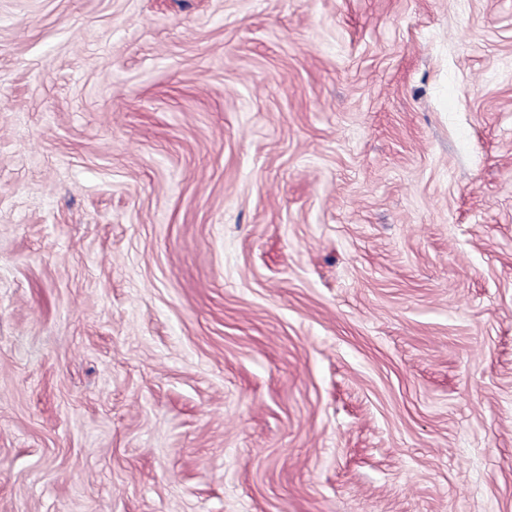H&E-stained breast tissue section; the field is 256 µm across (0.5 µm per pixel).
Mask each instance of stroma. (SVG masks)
<instances>
[{
  "label": "stroma",
  "mask_w": 512,
  "mask_h": 512,
  "mask_svg": "<svg viewBox=\"0 0 512 512\" xmlns=\"http://www.w3.org/2000/svg\"><path fill=\"white\" fill-rule=\"evenodd\" d=\"M0 512H512V0H0Z\"/></svg>",
  "instance_id": "obj_1"
}]
</instances>
